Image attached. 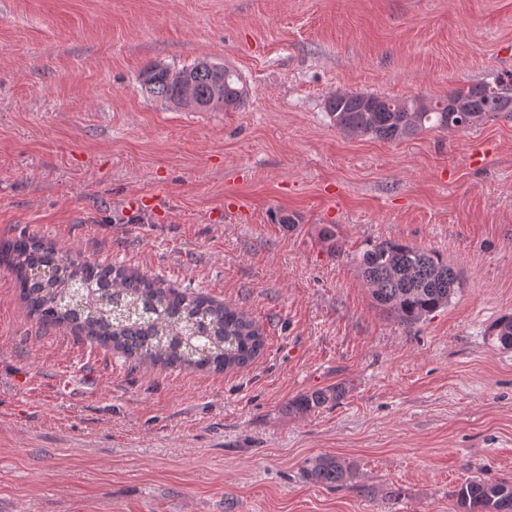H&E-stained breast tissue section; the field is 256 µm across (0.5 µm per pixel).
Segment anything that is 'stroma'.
<instances>
[{"mask_svg":"<svg viewBox=\"0 0 512 512\" xmlns=\"http://www.w3.org/2000/svg\"><path fill=\"white\" fill-rule=\"evenodd\" d=\"M202 59L245 108L142 93L145 66ZM506 74L512 0H0V240L208 295L264 334L242 368L153 367L42 330L0 270V512H455L466 480L512 481V349L486 334L512 313V112L389 142L326 111ZM388 239L460 270L447 308L406 326L374 306L353 258ZM321 456L347 484L305 478ZM341 395L342 389L339 387L315 389L296 398L290 407L295 412L315 411L337 401Z\"/></svg>","mask_w":512,"mask_h":512,"instance_id":"1","label":"stroma"}]
</instances>
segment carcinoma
<instances>
[{
	"mask_svg": "<svg viewBox=\"0 0 512 512\" xmlns=\"http://www.w3.org/2000/svg\"><path fill=\"white\" fill-rule=\"evenodd\" d=\"M169 68L151 65L140 76L141 90L174 109L237 110L248 91L237 73L208 60L181 68L185 81L168 77ZM471 124L507 108L512 81L460 89ZM326 109L336 129L394 141L424 129L456 128L458 115L444 99H395L366 93H335ZM373 302L404 325H412L451 303L463 287L460 272L441 254L396 240L376 243L354 257ZM0 269L15 278L20 296L41 328L69 326L79 336L162 367L223 371L253 361L264 347L261 327L243 311L202 294L167 286L154 277L103 265L80 253L57 251L41 238L0 242ZM492 341L512 349V315L488 328ZM339 387L315 389L291 402L310 412L337 401ZM313 483L335 487L351 478L350 467L331 456L304 469ZM459 512H512V482L472 479L454 493Z\"/></svg>",
	"mask_w": 512,
	"mask_h": 512,
	"instance_id": "cac0c4a2",
	"label": "carcinoma"
}]
</instances>
